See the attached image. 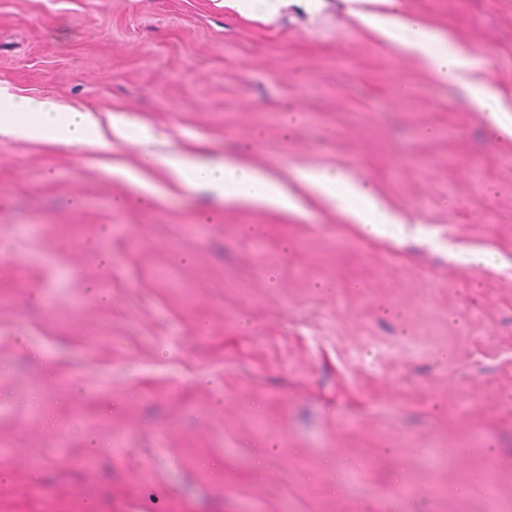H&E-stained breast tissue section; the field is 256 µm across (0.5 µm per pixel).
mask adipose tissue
Here are the masks:
<instances>
[{"label": "adipose tissue", "instance_id": "adipose-tissue-1", "mask_svg": "<svg viewBox=\"0 0 512 512\" xmlns=\"http://www.w3.org/2000/svg\"><path fill=\"white\" fill-rule=\"evenodd\" d=\"M370 26L406 49L423 56L429 66L448 80L462 82L470 101L483 107L494 132L512 138V122H503L490 93L480 85L466 82L468 71L477 67L474 56L458 52L419 20L395 22L369 18ZM0 134L47 141L63 146L89 144L108 149L110 140L92 110L70 112L50 100L18 96L0 87ZM164 164L169 176L191 192L219 191L224 198L244 199L253 204L282 210L297 209V202L269 175L227 158L213 161L201 157L159 158L148 154L143 164ZM303 180L340 208L352 223L375 235L387 234L395 219L374 200L367 184L330 171L306 172Z\"/></svg>", "mask_w": 512, "mask_h": 512}]
</instances>
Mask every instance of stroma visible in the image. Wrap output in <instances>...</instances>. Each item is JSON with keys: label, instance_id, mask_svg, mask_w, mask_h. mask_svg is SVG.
<instances>
[{"label": "stroma", "instance_id": "35a3bbf8", "mask_svg": "<svg viewBox=\"0 0 512 512\" xmlns=\"http://www.w3.org/2000/svg\"><path fill=\"white\" fill-rule=\"evenodd\" d=\"M367 15L479 54L512 119V0H0V87L160 134L0 136V512H512V143ZM199 129L303 212L142 168ZM301 178L340 208L349 220L375 235L387 234L397 220L373 199L367 184L330 171L304 172Z\"/></svg>", "mask_w": 512, "mask_h": 512}]
</instances>
